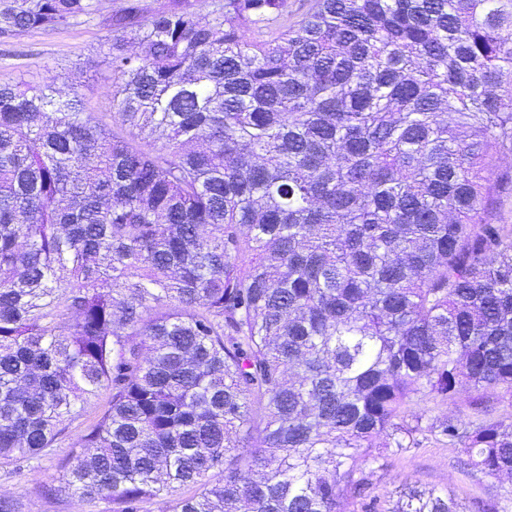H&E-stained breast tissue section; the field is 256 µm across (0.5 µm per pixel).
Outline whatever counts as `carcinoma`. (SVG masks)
I'll return each instance as SVG.
<instances>
[{"label": "carcinoma", "instance_id": "carcinoma-1", "mask_svg": "<svg viewBox=\"0 0 512 512\" xmlns=\"http://www.w3.org/2000/svg\"><path fill=\"white\" fill-rule=\"evenodd\" d=\"M100 2L0 0V40ZM102 23L114 126L76 86L0 83V464L105 391L59 495L379 512L360 460L465 389L435 429L511 476L485 392L512 406V0H121ZM393 512L504 510L414 489Z\"/></svg>", "mask_w": 512, "mask_h": 512}]
</instances>
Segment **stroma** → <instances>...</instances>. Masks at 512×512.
Instances as JSON below:
<instances>
[{"instance_id":"35a3bbf8","label":"stroma","mask_w":512,"mask_h":512,"mask_svg":"<svg viewBox=\"0 0 512 512\" xmlns=\"http://www.w3.org/2000/svg\"><path fill=\"white\" fill-rule=\"evenodd\" d=\"M107 32L100 21L80 23L52 33L28 31L11 42L0 44V82H29L67 91L79 84L87 112L103 123L112 121V69L108 64ZM424 428L407 448L377 462L363 461L360 467L369 480L368 493L387 512L394 507L405 485L438 490L451 489L462 501L471 503L512 491V477L481 474L463 464L459 450L443 442L430 429L446 416H465L468 394L460 392L450 402L425 401ZM80 435L71 430L50 454L22 464L0 467V496L17 501L18 512H111L104 501L81 502L50 494L57 485Z\"/></svg>"}]
</instances>
